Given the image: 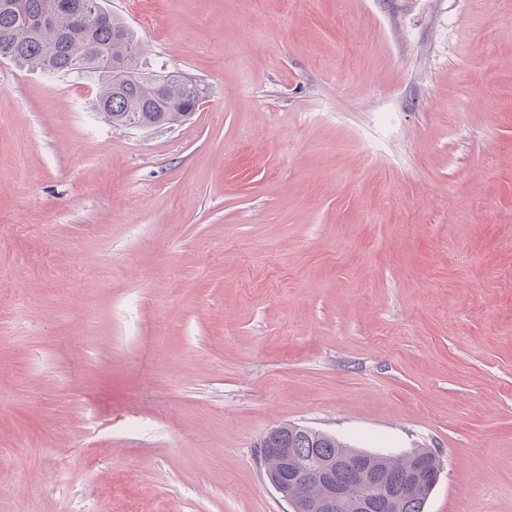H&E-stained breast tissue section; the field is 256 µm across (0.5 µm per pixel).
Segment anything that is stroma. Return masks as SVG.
Returning a JSON list of instances; mask_svg holds the SVG:
<instances>
[{"instance_id":"obj_1","label":"stroma","mask_w":512,"mask_h":512,"mask_svg":"<svg viewBox=\"0 0 512 512\" xmlns=\"http://www.w3.org/2000/svg\"><path fill=\"white\" fill-rule=\"evenodd\" d=\"M104 5L207 92L0 60V512H289V421L512 512V0Z\"/></svg>"}]
</instances>
